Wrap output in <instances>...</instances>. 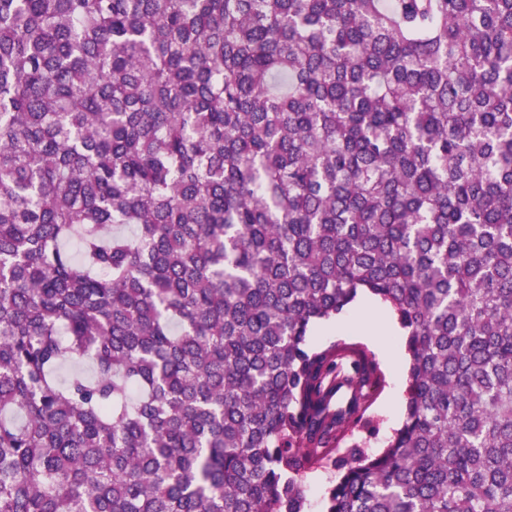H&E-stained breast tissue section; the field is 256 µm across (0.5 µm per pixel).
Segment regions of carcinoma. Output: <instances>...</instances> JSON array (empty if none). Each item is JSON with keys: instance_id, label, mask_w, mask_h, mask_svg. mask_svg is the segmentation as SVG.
Masks as SVG:
<instances>
[{"instance_id": "obj_1", "label": "carcinoma", "mask_w": 512, "mask_h": 512, "mask_svg": "<svg viewBox=\"0 0 512 512\" xmlns=\"http://www.w3.org/2000/svg\"><path fill=\"white\" fill-rule=\"evenodd\" d=\"M362 290L404 414L338 456L381 371L308 337ZM325 466V512H512V0H0V512Z\"/></svg>"}]
</instances>
